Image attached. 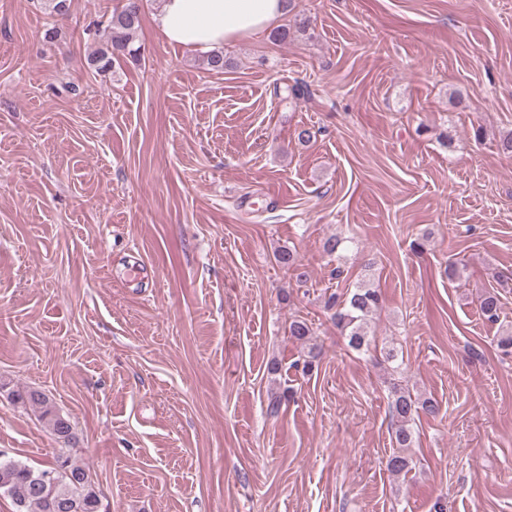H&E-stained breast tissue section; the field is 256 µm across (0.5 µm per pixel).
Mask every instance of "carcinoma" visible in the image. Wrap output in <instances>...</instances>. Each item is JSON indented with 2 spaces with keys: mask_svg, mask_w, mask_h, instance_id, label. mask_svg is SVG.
<instances>
[{
  "mask_svg": "<svg viewBox=\"0 0 512 512\" xmlns=\"http://www.w3.org/2000/svg\"><path fill=\"white\" fill-rule=\"evenodd\" d=\"M141 0H122L105 18L104 30L109 33L105 49L92 59V65L104 70L121 60L138 62L141 47L135 45L141 23ZM336 306L333 318L336 327L348 336L349 346L357 351L371 345L368 331L369 318L381 307V295L376 288L361 283L341 300L334 296ZM500 300L496 293L481 295L480 310L491 320L498 319ZM289 335L300 343L308 342L311 329L304 320L295 319L289 325ZM390 409L393 421L392 439L400 448H409L413 442L412 423L419 413L435 414L437 403L421 399L409 389L397 384L391 388ZM16 399L40 413V418L51 432L63 442L53 462L43 469L34 470L27 465L0 459V494L9 496L17 512H101V501L93 488L86 468L72 463L65 445L72 440V425L46 394L38 390H25L14 394Z\"/></svg>",
  "mask_w": 512,
  "mask_h": 512,
  "instance_id": "1",
  "label": "carcinoma"
}]
</instances>
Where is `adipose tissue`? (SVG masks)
Returning a JSON list of instances; mask_svg holds the SVG:
<instances>
[{
  "instance_id": "obj_1",
  "label": "adipose tissue",
  "mask_w": 512,
  "mask_h": 512,
  "mask_svg": "<svg viewBox=\"0 0 512 512\" xmlns=\"http://www.w3.org/2000/svg\"><path fill=\"white\" fill-rule=\"evenodd\" d=\"M290 0H164L153 25L170 46L211 53L271 29Z\"/></svg>"
}]
</instances>
